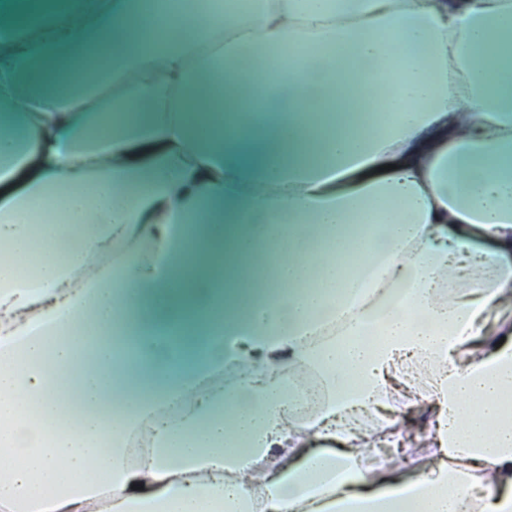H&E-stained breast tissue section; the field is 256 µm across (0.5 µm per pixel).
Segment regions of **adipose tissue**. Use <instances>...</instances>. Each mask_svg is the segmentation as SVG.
<instances>
[{"mask_svg": "<svg viewBox=\"0 0 512 512\" xmlns=\"http://www.w3.org/2000/svg\"><path fill=\"white\" fill-rule=\"evenodd\" d=\"M159 5L0 0V512H512V0ZM186 315L171 323L167 328V335L172 342V353L169 361L166 363L165 370L172 372L173 370L182 369L187 361L191 351H197L199 347H203L205 339L203 336H188L187 328L189 323L185 320ZM180 326L181 332L175 335L172 330L174 327ZM298 390L303 393L304 400L296 409V416L300 420L308 419L313 415L319 405V398L323 396L318 383L314 380L306 379L299 384Z\"/></svg>", "mask_w": 512, "mask_h": 512, "instance_id": "1", "label": "adipose tissue"}]
</instances>
